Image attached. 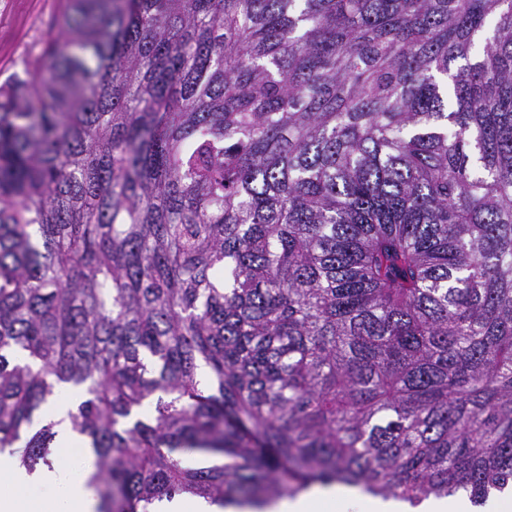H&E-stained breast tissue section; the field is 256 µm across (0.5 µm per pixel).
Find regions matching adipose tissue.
Listing matches in <instances>:
<instances>
[{
  "label": "adipose tissue",
  "mask_w": 512,
  "mask_h": 512,
  "mask_svg": "<svg viewBox=\"0 0 512 512\" xmlns=\"http://www.w3.org/2000/svg\"><path fill=\"white\" fill-rule=\"evenodd\" d=\"M82 395L72 386L60 388L50 403L56 421L57 462L28 468L13 448L0 450V512H96L99 502L90 480L94 454L87 439L71 428L69 414ZM271 512H478L462 498L427 500L419 507L395 499L367 496L357 488L327 485L279 501Z\"/></svg>",
  "instance_id": "obj_1"
}]
</instances>
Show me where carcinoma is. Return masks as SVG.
I'll list each match as a JSON object with an SVG mask.
<instances>
[{
	"mask_svg": "<svg viewBox=\"0 0 512 512\" xmlns=\"http://www.w3.org/2000/svg\"><path fill=\"white\" fill-rule=\"evenodd\" d=\"M58 24L0 85V448L69 384L99 512L512 485V0ZM151 512H250L249 509H238L233 506L220 507L210 504L205 499L197 496L183 494L174 496L172 500L163 499L155 502Z\"/></svg>",
	"mask_w": 512,
	"mask_h": 512,
	"instance_id": "carcinoma-1",
	"label": "carcinoma"
}]
</instances>
